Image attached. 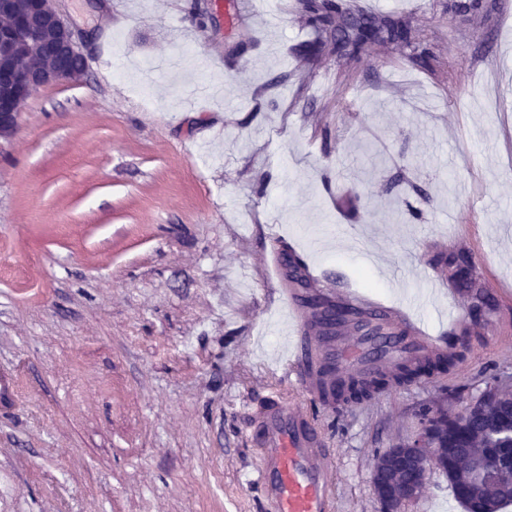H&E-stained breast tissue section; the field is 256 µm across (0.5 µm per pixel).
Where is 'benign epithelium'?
Masks as SVG:
<instances>
[{
	"label": "benign epithelium",
	"instance_id": "obj_1",
	"mask_svg": "<svg viewBox=\"0 0 512 512\" xmlns=\"http://www.w3.org/2000/svg\"><path fill=\"white\" fill-rule=\"evenodd\" d=\"M57 0H30L25 12H14L15 0H0V141L12 139L19 127L23 107L41 87L80 80L85 68L46 66L37 57H29L26 66L13 64L24 49L52 45L65 56L85 61L75 41L71 25L56 6ZM437 449L430 447L429 437L421 433L410 440L409 448H389L375 458L372 483L387 512H401L408 502L401 483L403 471L414 468L417 460L431 458ZM471 478L477 485L493 483L512 485V455L507 458L477 456L472 463Z\"/></svg>",
	"mask_w": 512,
	"mask_h": 512
}]
</instances>
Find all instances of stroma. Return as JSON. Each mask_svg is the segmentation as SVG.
<instances>
[{"instance_id":"35a3bbf8","label":"stroma","mask_w":512,"mask_h":512,"mask_svg":"<svg viewBox=\"0 0 512 512\" xmlns=\"http://www.w3.org/2000/svg\"><path fill=\"white\" fill-rule=\"evenodd\" d=\"M58 0L86 75L37 90L0 143V512H262L248 403L290 392L264 255L277 240L448 333L416 270L465 250L499 312L450 373L319 414L337 512H383L377 452L426 405L512 377V0H340L402 17L431 56L304 55L299 0ZM420 218H412V211ZM359 228L358 242L337 234ZM276 230L278 239L268 237ZM403 512H464L431 471Z\"/></svg>"}]
</instances>
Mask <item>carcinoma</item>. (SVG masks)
Listing matches in <instances>:
<instances>
[{
	"label": "carcinoma",
	"instance_id": "cac0c4a2",
	"mask_svg": "<svg viewBox=\"0 0 512 512\" xmlns=\"http://www.w3.org/2000/svg\"><path fill=\"white\" fill-rule=\"evenodd\" d=\"M303 12L310 23L321 30H330L336 53L343 57L359 55L370 42H411L412 31L394 16H375L361 11L341 8L334 0H301ZM495 7L486 0H451L448 10L464 21L470 13ZM430 262L457 288L471 292L478 301L475 313L480 315L495 309L493 299L483 292L482 275L475 263L454 250L436 254ZM463 359V353L443 352L434 357L405 359L394 363L389 371H378L367 378L351 376L336 393L344 403H357L372 398L387 385L401 386L435 372L452 369ZM494 377L485 381V387L475 396L466 413L450 416L445 412L433 417L429 409L419 410V424L428 426L437 447L442 452L435 459H426L423 471L435 466L448 477L454 494L465 512H500L512 504V492L495 485L475 488L467 477L466 457L478 448L485 454L512 453V391H500L492 386Z\"/></svg>",
	"mask_w": 512,
	"mask_h": 512
}]
</instances>
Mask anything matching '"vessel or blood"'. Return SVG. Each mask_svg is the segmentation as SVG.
Segmentation results:
<instances>
[{
  "label": "vessel or blood",
  "mask_w": 512,
  "mask_h": 512,
  "mask_svg": "<svg viewBox=\"0 0 512 512\" xmlns=\"http://www.w3.org/2000/svg\"><path fill=\"white\" fill-rule=\"evenodd\" d=\"M264 270L292 327L285 372L300 393L313 399L336 388L349 370L367 374L396 353L439 350L419 302L371 298L349 285L329 289V296L365 313L353 321L354 335L336 336L328 314L308 305L303 289L291 282L287 254L268 251ZM388 320L398 323L400 335H370L371 326ZM244 435L259 454L256 487L266 512H336L334 455L313 414L273 392L250 405Z\"/></svg>",
  "instance_id": "b4317fda"
}]
</instances>
